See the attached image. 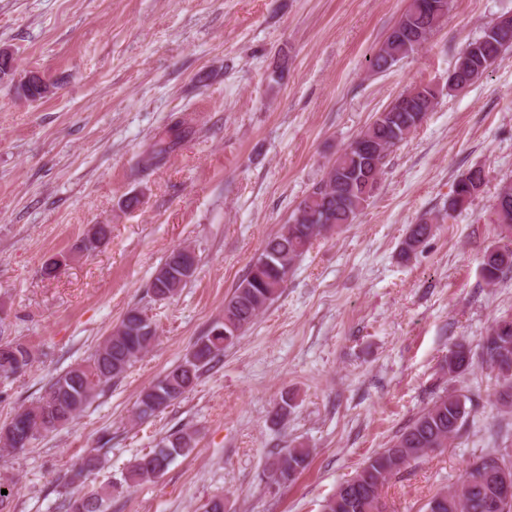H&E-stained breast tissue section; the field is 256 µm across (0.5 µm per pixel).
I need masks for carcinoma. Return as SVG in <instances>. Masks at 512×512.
Here are the masks:
<instances>
[{
    "instance_id": "carcinoma-1",
    "label": "carcinoma",
    "mask_w": 512,
    "mask_h": 512,
    "mask_svg": "<svg viewBox=\"0 0 512 512\" xmlns=\"http://www.w3.org/2000/svg\"><path fill=\"white\" fill-rule=\"evenodd\" d=\"M448 0H413V6L398 23V29L387 36L380 51L371 61L376 72H384L418 51L428 35L442 21ZM512 46V24L495 22L481 36L470 42L460 54L454 68L457 81L472 83L483 75L479 67L488 61H501ZM437 91L428 85L416 86L381 112L357 142L363 150L344 151L324 177L299 203L288 222L272 236L262 252L235 287L224 299V322L211 329L193 350L164 378L145 389L138 402V417L152 416L168 407L193 386L200 375L213 367L224 351L253 324L258 315L280 295L297 259L319 236L354 221L376 189L380 173L373 171L374 158H384L390 148L403 141L417 124L406 123L415 113L425 118L433 108ZM175 139L161 140L153 145L151 158L167 154L182 138L181 123L173 126ZM485 175L475 168L462 174L448 198V210L456 212L467 207L481 190ZM501 208L494 210L492 223L499 234L512 236V185H506L498 196ZM432 225L426 220L411 224L402 242L401 254L408 258L426 242ZM512 268V252L507 258L488 251L482 259L481 271L489 284L496 283L504 270ZM142 310L129 309L99 345L87 365H77L57 375L48 391L36 402L20 408L13 419L28 433L27 442H18L9 426L0 428V449L15 454L26 451V445L39 436L73 422L84 410L95 392L119 378L153 345L156 330L152 322L146 327L151 335L143 341L126 340V321L137 319ZM35 351L21 341H0V375H16L27 370L35 361ZM479 358L495 375L498 400L512 406V356L506 359L498 353L493 333L482 339ZM474 365L471 348L459 343L448 354V372L461 375ZM467 396L447 393L433 401L413 422L392 440L390 446L370 457L356 475L348 481L349 488L335 493L324 505L325 512H382L380 490L409 461L419 459L437 448L448 447L460 431L467 415ZM165 449L154 450L151 456L134 460L124 475V484L131 488L151 482L161 476L177 456L191 454L196 444L193 436L177 430L164 437ZM307 448H285L268 464L267 479L274 484L292 482L309 464ZM506 469L512 473V451L493 448L475 459L466 471L458 489L440 491L428 504L427 512H490L488 507L492 479L489 473ZM119 489L113 483L103 492L77 497L68 504L67 512H102L104 499Z\"/></svg>"
}]
</instances>
